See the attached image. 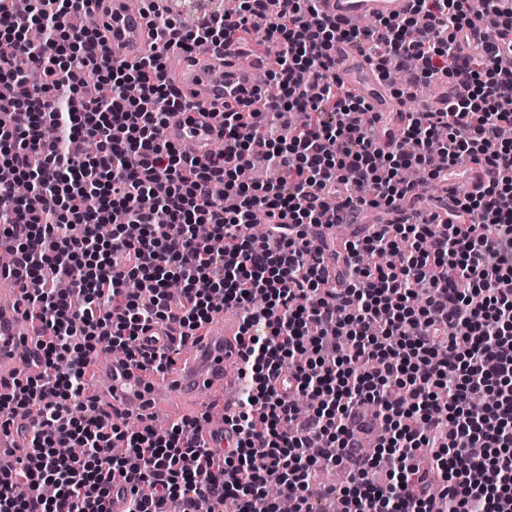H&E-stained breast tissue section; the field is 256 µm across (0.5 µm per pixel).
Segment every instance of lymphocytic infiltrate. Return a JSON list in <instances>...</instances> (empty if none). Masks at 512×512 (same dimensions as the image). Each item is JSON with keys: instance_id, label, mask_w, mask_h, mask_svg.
Returning a JSON list of instances; mask_svg holds the SVG:
<instances>
[{"instance_id": "obj_1", "label": "lymphocytic infiltrate", "mask_w": 512, "mask_h": 512, "mask_svg": "<svg viewBox=\"0 0 512 512\" xmlns=\"http://www.w3.org/2000/svg\"><path fill=\"white\" fill-rule=\"evenodd\" d=\"M93 0H0V251L33 283L43 376L5 402L40 404L13 467L0 470V512H196L200 498L237 501L239 512H279L269 480L290 491L294 512H512V72L479 30L492 13L512 33V7L489 0H415L400 19L368 28L320 16L318 0H231L191 29L145 6L159 43L133 62L105 60L97 28L73 26ZM39 24L41 45L16 31ZM365 46L380 79L411 70L460 87L444 112H406L388 147L380 116L347 92L331 56L336 40ZM252 44L274 56L270 90L246 111L224 112L221 147L185 155L164 136L183 101L165 60ZM323 113L302 130L291 111ZM57 139H44L45 125ZM478 165L493 176L477 195H456L454 222L420 216L371 225L344 244V269L327 272L312 226L356 223L374 208L399 212L412 183L403 170L444 182ZM264 167L245 185L241 169ZM31 181L26 199L14 184ZM122 209L127 221L116 224ZM262 239L249 232L255 211ZM241 313L244 388L223 451L198 443L193 423L165 439L139 420L106 423L91 382L102 343L158 370L168 349L138 339L169 320L181 338L212 319L215 302ZM345 348L326 347L327 337ZM287 376L292 391L274 382ZM386 428L365 454L363 408ZM80 444L78 457L58 447ZM349 473L313 485L315 466ZM152 494L142 499L139 486Z\"/></svg>"}]
</instances>
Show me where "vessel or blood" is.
<instances>
[{
  "mask_svg": "<svg viewBox=\"0 0 512 512\" xmlns=\"http://www.w3.org/2000/svg\"><path fill=\"white\" fill-rule=\"evenodd\" d=\"M110 12L101 18V39L113 61L146 55L153 47L148 22L138 10L136 0H109ZM411 0H320L322 16L351 21L358 18H396L406 14ZM241 47L226 46L223 53L209 56L204 64L183 66L181 77L188 90L190 109L170 114L165 136L171 142L192 143L197 155L215 151L222 140V106L245 107L265 91L264 78L271 70L267 57L241 61ZM338 79L364 99L371 111H399L397 100L388 97L378 76L358 45L337 42L333 52ZM22 290L15 275L0 272V397L12 394L15 381L38 376L44 369L39 359L40 332L24 317ZM240 326L236 319L208 325L195 338L198 359L179 358L165 375L115 362L104 374L111 395L112 410L125 418L141 417L149 423L169 421L171 404L190 399L197 412L206 414L199 437L208 445L232 448L237 434L229 422L234 408L225 400L222 420L209 417L210 395L228 383L240 365Z\"/></svg>",
  "mask_w": 512,
  "mask_h": 512,
  "instance_id": "obj_1",
  "label": "vessel or blood"
}]
</instances>
